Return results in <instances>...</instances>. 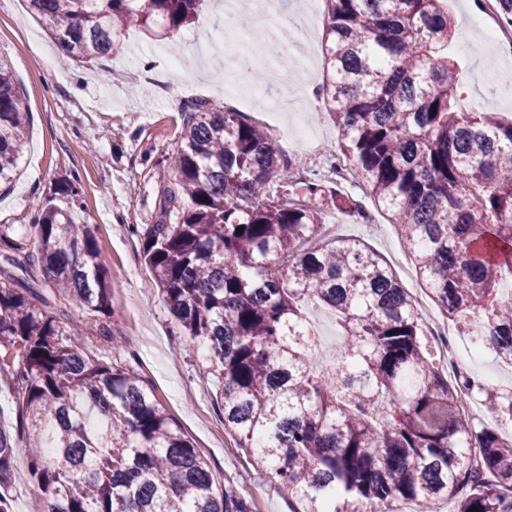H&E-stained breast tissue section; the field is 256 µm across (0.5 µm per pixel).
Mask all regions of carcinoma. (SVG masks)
<instances>
[{"instance_id": "cac0c4a2", "label": "carcinoma", "mask_w": 512, "mask_h": 512, "mask_svg": "<svg viewBox=\"0 0 512 512\" xmlns=\"http://www.w3.org/2000/svg\"><path fill=\"white\" fill-rule=\"evenodd\" d=\"M67 59L120 55L122 31H177L202 0H27ZM445 0H325L320 92L350 175L385 211L428 296L458 333L512 365V121L460 112L455 68L437 54L452 33ZM0 59V185L13 182L30 112ZM179 147L166 219L144 224L141 254L178 324L177 344L205 354L224 428L288 496L290 512H392L446 500L452 512H512V439L460 406L467 391L512 423V387L448 372L423 342L414 297L373 250L327 233L342 193L293 179L298 168L240 112L195 104ZM32 236L0 224V345L31 438L0 426V512H11L24 455L44 512H255L226 486L145 379L86 353L79 333L36 306L11 272L31 263L45 286L94 318L112 284L89 225L50 205ZM336 317V364L310 365L308 311Z\"/></svg>"}]
</instances>
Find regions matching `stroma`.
<instances>
[{
	"label": "stroma",
	"mask_w": 512,
	"mask_h": 512,
	"mask_svg": "<svg viewBox=\"0 0 512 512\" xmlns=\"http://www.w3.org/2000/svg\"><path fill=\"white\" fill-rule=\"evenodd\" d=\"M448 10L456 17L448 56L457 65L462 106L511 119L512 94L506 88L512 85V46L484 43L469 23L470 0H448ZM244 33L241 26L226 25L215 0H204L195 22L180 32H125L123 56L81 67L63 58L45 23L29 14L25 0H0V59L21 82L24 104L32 114L22 175L0 189V224L13 225L16 234L27 233L37 203L51 198L58 182L78 176L82 199L77 217L90 225L105 260L112 281L111 316L100 324L79 303L54 297L43 287L40 265H29L25 278L41 286L47 310L65 323L82 326L83 348L106 361L120 359L144 377L195 440L217 479L234 481L241 495L256 502L258 512H289L287 497L251 465L225 430L224 413L215 403L201 357L179 350L175 320L143 262L140 239L131 231L133 225L162 218V190L172 173L160 159L176 147L187 106L205 101L258 121V114L242 101L251 81L240 71L239 54L228 49ZM159 46L176 52L182 66L170 67L158 57ZM269 64L279 77L263 81V89L270 101L286 96L292 106L266 125L283 154L299 162L303 174L340 185L370 214L358 221L341 210H329V232L377 251L418 305L434 309L396 228L358 186L337 182L331 170L340 132L330 114L307 94L309 84L322 81V42L296 48ZM103 324L109 335L99 333ZM458 354L465 371L497 386L512 385V367L496 362L490 353L474 354L470 338L460 337ZM11 495L13 512H42V492L26 458L16 462Z\"/></svg>",
	"instance_id": "1"
}]
</instances>
